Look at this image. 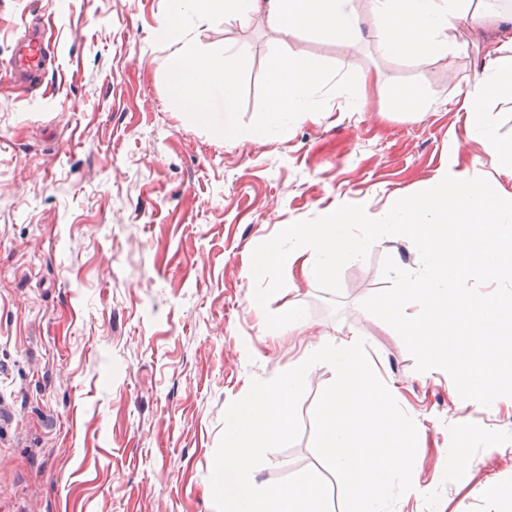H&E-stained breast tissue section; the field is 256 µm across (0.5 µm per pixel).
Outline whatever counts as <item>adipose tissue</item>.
Returning <instances> with one entry per match:
<instances>
[{
  "mask_svg": "<svg viewBox=\"0 0 512 512\" xmlns=\"http://www.w3.org/2000/svg\"><path fill=\"white\" fill-rule=\"evenodd\" d=\"M172 10L161 28L172 39H182L193 20L236 19L247 22L252 16L266 18L271 28L289 36L311 31L339 43L364 40L363 18L355 0H171ZM375 24L384 35L385 51L394 57H415L448 47L455 41L459 25L483 30L500 22L491 6L473 7L472 0H368ZM471 88L463 106L470 114L468 136L492 146L499 169L512 172V145L498 144L493 127L485 118L489 89L512 92V69H505L495 42L484 45Z\"/></svg>",
  "mask_w": 512,
  "mask_h": 512,
  "instance_id": "1",
  "label": "adipose tissue"
}]
</instances>
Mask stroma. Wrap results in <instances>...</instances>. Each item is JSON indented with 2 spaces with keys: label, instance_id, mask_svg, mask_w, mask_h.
I'll return each instance as SVG.
<instances>
[{
  "label": "stroma",
  "instance_id": "1",
  "mask_svg": "<svg viewBox=\"0 0 512 512\" xmlns=\"http://www.w3.org/2000/svg\"><path fill=\"white\" fill-rule=\"evenodd\" d=\"M170 0H0V512H216L211 473L227 406L322 342L356 336L416 424L417 489L394 512H507L512 506V397L458 406L450 377L425 375L398 333L362 301L387 289L385 257L420 267L404 240H379L347 263L341 294L286 277L269 301L305 307L269 333L254 303V248L286 225L399 198L464 169L492 172L468 140L462 108L477 47L496 31L467 26L443 53L394 58L371 30L355 44L311 32L284 37L265 17L195 23L199 47L251 58L243 122L273 48L387 83L365 111L332 94L283 134L214 138L167 89L175 47L160 36ZM54 48L38 85L15 82L22 19ZM423 85V116L399 110ZM340 311H333V300ZM335 372L312 366L302 431L256 472L267 485L322 470L312 413ZM462 448L467 467L453 464Z\"/></svg>",
  "mask_w": 512,
  "mask_h": 512
}]
</instances>
